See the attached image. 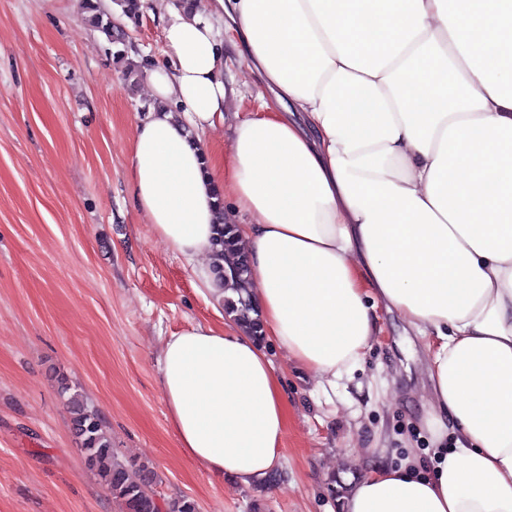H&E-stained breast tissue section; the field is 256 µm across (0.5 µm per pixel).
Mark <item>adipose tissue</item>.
<instances>
[{"label": "adipose tissue", "mask_w": 512, "mask_h": 512, "mask_svg": "<svg viewBox=\"0 0 512 512\" xmlns=\"http://www.w3.org/2000/svg\"><path fill=\"white\" fill-rule=\"evenodd\" d=\"M167 64L130 156L168 249L211 262L215 203L246 251L263 341L236 321L171 336L159 365L180 447L268 478L288 402L267 343L335 387L378 307L431 339L430 426L454 444L374 466L341 512H512V0H160ZM268 94L208 150L236 88L220 32Z\"/></svg>", "instance_id": "ef3b65f1"}]
</instances>
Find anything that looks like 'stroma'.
Segmentation results:
<instances>
[{
    "label": "stroma",
    "mask_w": 512,
    "mask_h": 512,
    "mask_svg": "<svg viewBox=\"0 0 512 512\" xmlns=\"http://www.w3.org/2000/svg\"><path fill=\"white\" fill-rule=\"evenodd\" d=\"M106 46L79 0H0V512H120L85 469L54 370L100 412L120 455L154 468L157 497L192 498L198 512H340L366 466L429 460L430 340L382 307L360 366L333 389L315 390L272 350L293 411L274 481L232 484L180 448L160 349L223 324L224 306L135 205L132 132L146 98ZM224 76L240 95L210 137L217 153L262 91L230 51Z\"/></svg>",
    "instance_id": "obj_1"
}]
</instances>
